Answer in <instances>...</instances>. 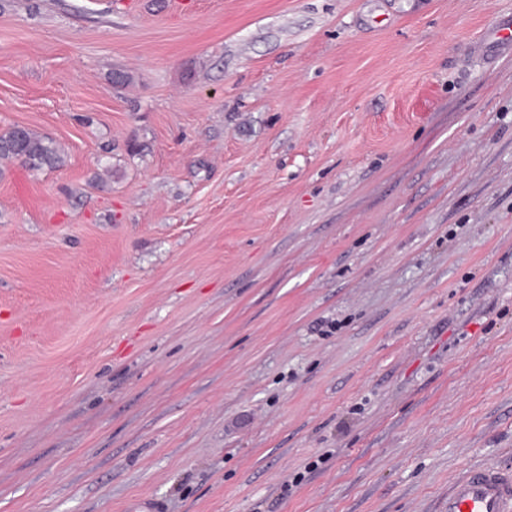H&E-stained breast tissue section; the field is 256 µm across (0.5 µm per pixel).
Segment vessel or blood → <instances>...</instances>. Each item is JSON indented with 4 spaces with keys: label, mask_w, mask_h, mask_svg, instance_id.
Returning <instances> with one entry per match:
<instances>
[{
    "label": "vessel or blood",
    "mask_w": 512,
    "mask_h": 512,
    "mask_svg": "<svg viewBox=\"0 0 512 512\" xmlns=\"http://www.w3.org/2000/svg\"><path fill=\"white\" fill-rule=\"evenodd\" d=\"M446 512H512V471L468 468L450 487Z\"/></svg>",
    "instance_id": "obj_1"
}]
</instances>
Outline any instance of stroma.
Returning a JSON list of instances; mask_svg holds the SVG:
<instances>
[{
	"instance_id": "obj_1",
	"label": "stroma",
	"mask_w": 512,
	"mask_h": 512,
	"mask_svg": "<svg viewBox=\"0 0 512 512\" xmlns=\"http://www.w3.org/2000/svg\"><path fill=\"white\" fill-rule=\"evenodd\" d=\"M511 14L0 0V130L66 153L0 162V512H444L512 470ZM0 160H20L31 169H56L65 163L64 150L51 138L29 129L10 127L0 133Z\"/></svg>"
}]
</instances>
